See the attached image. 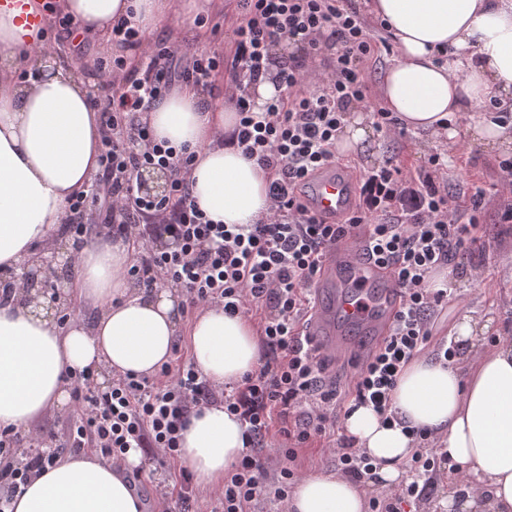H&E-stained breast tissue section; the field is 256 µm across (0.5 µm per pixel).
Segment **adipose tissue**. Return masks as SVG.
I'll list each match as a JSON object with an SVG mask.
<instances>
[{"instance_id":"obj_1","label":"adipose tissue","mask_w":512,"mask_h":512,"mask_svg":"<svg viewBox=\"0 0 512 512\" xmlns=\"http://www.w3.org/2000/svg\"><path fill=\"white\" fill-rule=\"evenodd\" d=\"M211 0H59L102 51L112 21L126 17L149 33L174 13L204 11ZM385 22L397 56L386 68L380 105L406 130L451 141L469 137L512 150V126L474 113L486 102L512 112V0H362ZM89 79L51 52L32 51L13 15L0 12V275L38 263L66 216L71 197L97 174L100 114ZM463 127H455L458 117ZM156 138L187 146L191 195L217 224H255L265 215L268 175L233 137L236 112L206 88L185 86L143 112ZM223 143H215L216 133ZM133 248L99 238L77 254L78 273L64 303L21 288L0 305V430L19 431L70 401L71 374L154 377L186 336L191 363L207 380L234 385L254 371L262 345L243 316L207 307L183 326L179 289L135 286L125 275ZM93 311L85 320V311ZM456 354L426 353L409 364L392 393L402 425H382L367 406L345 420L348 436L370 457L361 483L336 474L304 477L288 512H367L370 491L397 485L415 446L404 426L428 429L463 467L468 487L449 490L448 512H512V341L485 346L478 317L466 313L448 331ZM243 427L223 405L191 414L181 463L207 487L244 451ZM111 461L93 452L59 459L22 486L6 512H142Z\"/></svg>"}]
</instances>
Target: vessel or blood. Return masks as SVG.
<instances>
[{
  "instance_id": "b4317fda",
  "label": "vessel or blood",
  "mask_w": 512,
  "mask_h": 512,
  "mask_svg": "<svg viewBox=\"0 0 512 512\" xmlns=\"http://www.w3.org/2000/svg\"><path fill=\"white\" fill-rule=\"evenodd\" d=\"M32 0H0V12L13 13L22 30L43 27L45 13ZM305 200L328 223L342 221L354 206L352 178L333 161L313 174ZM314 298L305 334L316 354L328 361L352 359L364 364L391 331L401 294L388 271L370 262L357 237L339 243L323 261L311 284Z\"/></svg>"
}]
</instances>
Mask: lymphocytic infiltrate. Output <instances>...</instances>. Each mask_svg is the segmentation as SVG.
<instances>
[{
    "instance_id": "obj_1",
    "label": "lymphocytic infiltrate",
    "mask_w": 512,
    "mask_h": 512,
    "mask_svg": "<svg viewBox=\"0 0 512 512\" xmlns=\"http://www.w3.org/2000/svg\"><path fill=\"white\" fill-rule=\"evenodd\" d=\"M237 9L227 53L150 38L123 18L113 22V44L138 49L139 62L132 67L118 56L99 67L108 91L100 103V170L86 192L70 199L65 222L78 245L94 232L131 243L126 274L139 286L165 283L184 291L189 308L220 306L232 317L260 310L264 358L230 389L206 380L190 363L163 366L152 379L119 375L105 388L92 373L75 374V409L63 432L39 428L22 452L8 431L0 432V503L61 455L93 449L119 465L135 449L143 460L158 457L177 471L176 483L159 481L155 492L191 512L193 477L179 464V437L194 410L217 403L242 421L246 451L225 471L215 512H256L283 503L296 477L291 464L298 449L329 436L348 414L300 325L320 264L359 227L365 255L393 273L402 303L384 347L351 379L356 404H372L383 421H396L391 396L404 369L429 348L447 359L454 354L433 333L435 313L452 291L429 288L428 280L465 253L484 189H475L463 207L444 191L448 165L441 155L413 172L389 161L361 174L344 223L319 220L303 201L305 181L335 158L346 107L357 102L370 108L385 136L405 134L368 96L363 66L375 54L368 26L344 0H237ZM283 41L306 44L309 53L271 71V50ZM326 43L336 53L323 66L316 57ZM221 74L238 117L239 148L273 175L267 214L256 224L207 219L191 197L189 157L168 140H156L140 119L174 85L210 87ZM269 74L284 92L264 112H254L246 89ZM146 169L167 174L162 197L138 191L136 177ZM409 434L419 445L406 463L411 480L397 498H372L371 512H400L403 500L426 496L448 460L431 446L426 429L413 427ZM274 452L284 464L272 474L267 461Z\"/></svg>"
}]
</instances>
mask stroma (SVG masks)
Masks as SVG:
<instances>
[{
  "instance_id": "1",
  "label": "stroma",
  "mask_w": 512,
  "mask_h": 512,
  "mask_svg": "<svg viewBox=\"0 0 512 512\" xmlns=\"http://www.w3.org/2000/svg\"><path fill=\"white\" fill-rule=\"evenodd\" d=\"M236 0H216L208 11L207 25L185 20L178 26L161 22L157 36L177 38L193 49L223 50V33L212 32L217 22L236 17ZM447 153L450 161L447 193L456 194L459 188H484L485 209L474 242L470 243L463 258L457 259L450 283L455 296L438 314L435 325L437 332H445L449 322L466 311L478 310L483 318L489 319L487 340L512 332V277L506 269L512 265V224L497 221L499 199L491 190L499 178L498 164L502 153L489 150L485 145L458 137L454 144L441 145L438 142H420L413 134L391 139L374 135L366 153L348 157L349 165L359 168L383 164L393 159L395 164L406 170H417L427 158L435 153Z\"/></svg>"
}]
</instances>
